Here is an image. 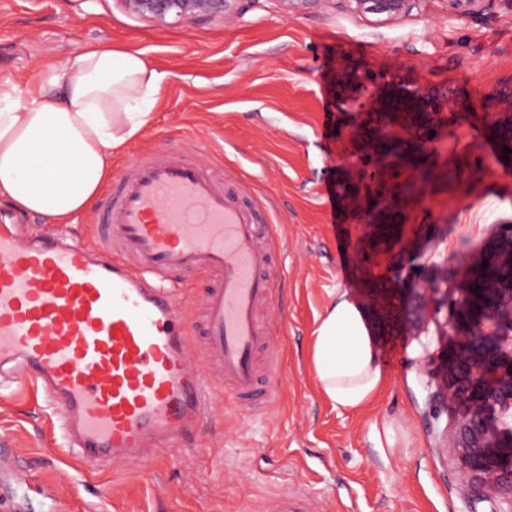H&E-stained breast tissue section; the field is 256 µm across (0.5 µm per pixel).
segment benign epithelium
Wrapping results in <instances>:
<instances>
[{"instance_id":"7a95c632","label":"benign epithelium","mask_w":512,"mask_h":512,"mask_svg":"<svg viewBox=\"0 0 512 512\" xmlns=\"http://www.w3.org/2000/svg\"><path fill=\"white\" fill-rule=\"evenodd\" d=\"M125 9L158 27L170 21L232 19L250 0H121ZM290 14L318 8L325 0H281ZM352 9L380 19L410 11L417 0H344ZM467 17L483 0H448ZM372 78L347 67L337 76L341 108L355 113L348 130L359 166L355 181L344 187L347 208L373 226L389 224L392 208L411 185L405 160L434 143L457 106L453 90L393 83L386 96L365 97ZM498 135L512 146V82L495 97ZM435 131L430 135L429 131ZM488 261L482 267V261ZM454 297L439 288L437 303L446 306L454 347L436 376V395L448 405L453 422L448 448L470 474L463 496L471 512L475 504L493 503L491 512H512V225L471 265ZM421 307L409 313L405 329L425 330Z\"/></svg>"}]
</instances>
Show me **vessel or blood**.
<instances>
[{
    "label": "vessel or blood",
    "mask_w": 512,
    "mask_h": 512,
    "mask_svg": "<svg viewBox=\"0 0 512 512\" xmlns=\"http://www.w3.org/2000/svg\"><path fill=\"white\" fill-rule=\"evenodd\" d=\"M245 203L193 149L173 144L113 176L96 245L47 236L22 242L0 220V373L43 393L73 456L96 471L181 447L212 407L211 377L245 411L273 401L274 312L282 247L261 237ZM210 279L202 321L188 325L172 276ZM206 370L187 359L191 336ZM258 512H316L279 494Z\"/></svg>",
    "instance_id": "obj_1"
}]
</instances>
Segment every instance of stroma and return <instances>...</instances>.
Instances as JSON below:
<instances>
[{
	"label": "stroma",
	"instance_id": "obj_1",
	"mask_svg": "<svg viewBox=\"0 0 512 512\" xmlns=\"http://www.w3.org/2000/svg\"><path fill=\"white\" fill-rule=\"evenodd\" d=\"M144 52L167 79L151 123L112 158L121 170L169 143L196 147L215 171L241 176L247 200L270 201L283 240L278 312V396L255 412L236 409L213 386L214 408L189 448L147 463L88 474L55 436L53 409L29 388L0 393V512H252L272 495L300 491L317 512L351 502L356 512H466L458 464L446 447L448 408L433 396L431 370L451 349L446 307L428 301L425 332L380 329L367 278L393 285V261L379 251L360 264L357 244L372 228L330 207L353 170L351 113L340 111L341 66L390 79L448 85L461 103L435 149L423 153L432 178L402 210L410 256L398 295L438 282L455 290L471 257L512 224V155L504 156L491 102L512 80V0H484L471 17L448 0H419L378 23L335 5L287 14L280 0H251L231 20L153 26L121 0H0V84L35 87L61 75L85 46ZM361 308L386 365L388 385L366 413L332 409L307 358L315 318L331 292ZM391 426L395 445L375 447Z\"/></svg>",
	"mask_w": 512,
	"mask_h": 512
}]
</instances>
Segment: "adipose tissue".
I'll list each match as a JSON object with an SVG mask.
<instances>
[{
	"label": "adipose tissue",
	"mask_w": 512,
	"mask_h": 512,
	"mask_svg": "<svg viewBox=\"0 0 512 512\" xmlns=\"http://www.w3.org/2000/svg\"><path fill=\"white\" fill-rule=\"evenodd\" d=\"M166 75L142 52L85 47L61 78L23 91L0 85V199L18 213L71 224L112 175V157L149 125ZM311 367L332 408L372 405L387 378L364 317L346 292L319 314Z\"/></svg>",
	"instance_id": "1"
}]
</instances>
